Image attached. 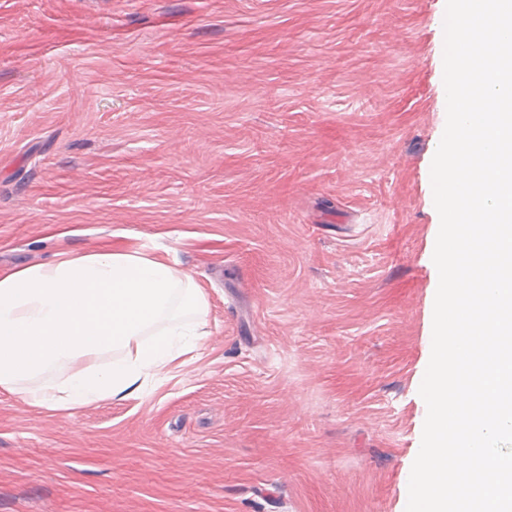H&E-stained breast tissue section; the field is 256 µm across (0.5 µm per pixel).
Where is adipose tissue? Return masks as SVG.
Here are the masks:
<instances>
[{
  "instance_id": "1",
  "label": "adipose tissue",
  "mask_w": 512,
  "mask_h": 512,
  "mask_svg": "<svg viewBox=\"0 0 512 512\" xmlns=\"http://www.w3.org/2000/svg\"><path fill=\"white\" fill-rule=\"evenodd\" d=\"M207 305L187 273L139 251L2 274L0 388L53 410L138 393L197 349Z\"/></svg>"
}]
</instances>
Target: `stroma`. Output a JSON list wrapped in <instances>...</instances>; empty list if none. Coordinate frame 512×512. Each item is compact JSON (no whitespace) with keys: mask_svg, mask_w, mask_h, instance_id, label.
<instances>
[{"mask_svg":"<svg viewBox=\"0 0 512 512\" xmlns=\"http://www.w3.org/2000/svg\"><path fill=\"white\" fill-rule=\"evenodd\" d=\"M446 0H0V273L192 277L163 386L0 389V512H406Z\"/></svg>","mask_w":512,"mask_h":512,"instance_id":"stroma-1","label":"stroma"}]
</instances>
